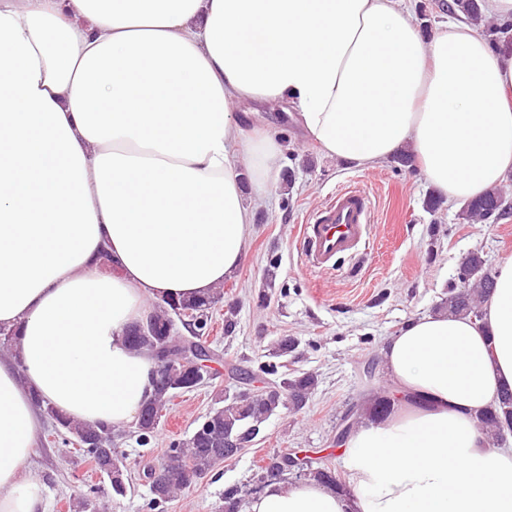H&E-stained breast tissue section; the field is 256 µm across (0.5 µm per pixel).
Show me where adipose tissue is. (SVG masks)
Listing matches in <instances>:
<instances>
[{
  "label": "adipose tissue",
  "mask_w": 512,
  "mask_h": 512,
  "mask_svg": "<svg viewBox=\"0 0 512 512\" xmlns=\"http://www.w3.org/2000/svg\"><path fill=\"white\" fill-rule=\"evenodd\" d=\"M290 105L329 157L409 151L447 201L512 175V52L407 0H0V512H45L41 409L116 428L152 394L127 329L235 275ZM480 318L425 314L381 350L405 408L342 445L348 487L272 482L247 512H512V448L480 423L512 388V255ZM448 0H413V17L420 26L426 39L430 38L437 28L448 19L447 8L442 6ZM420 5L426 6V13L429 15L427 20H421ZM427 24V25H425ZM422 26L426 29L423 30Z\"/></svg>",
  "instance_id": "obj_1"
}]
</instances>
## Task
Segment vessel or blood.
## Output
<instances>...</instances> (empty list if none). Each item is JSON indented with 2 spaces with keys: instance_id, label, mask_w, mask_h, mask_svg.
I'll list each match as a JSON object with an SVG mask.
<instances>
[{
  "instance_id": "b4317fda",
  "label": "vessel or blood",
  "mask_w": 512,
  "mask_h": 512,
  "mask_svg": "<svg viewBox=\"0 0 512 512\" xmlns=\"http://www.w3.org/2000/svg\"><path fill=\"white\" fill-rule=\"evenodd\" d=\"M374 210L361 190L348 187L332 195L300 227L307 267L324 271L337 259L369 246Z\"/></svg>"
}]
</instances>
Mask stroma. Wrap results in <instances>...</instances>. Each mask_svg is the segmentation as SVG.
<instances>
[{
  "instance_id": "obj_1",
  "label": "stroma",
  "mask_w": 512,
  "mask_h": 512,
  "mask_svg": "<svg viewBox=\"0 0 512 512\" xmlns=\"http://www.w3.org/2000/svg\"><path fill=\"white\" fill-rule=\"evenodd\" d=\"M253 120L281 142L283 159L277 184L265 196L245 197L254 214L247 252L209 312L207 343L216 352L212 381L176 395L148 444H140L134 425L114 429L112 445L128 469L121 495L107 477L77 463L73 446L45 426L32 467L47 512H69V502L84 496L90 499L87 512H149L147 471L168 458L172 440L193 433L225 391L235 390L230 370L268 363L270 346L282 336L298 341L283 360L286 373L318 378L306 406L279 408L262 424L253 446L215 466L162 512H220L225 490L249 491L256 464L275 455L298 451L341 467L336 426L366 395L387 386L379 368L384 343L414 317L441 309L469 253L480 252L492 268L512 254V213L493 223H466L458 218L457 203L428 211L424 201L434 189L414 164L390 159L365 169L328 157L304 137L294 115L278 107L256 106ZM351 185L373 203V250L343 256L326 273L308 268L299 225L330 193ZM272 261L277 275L269 288L264 271ZM231 307L237 328L228 336L224 314ZM370 364L377 367L371 379L363 374Z\"/></svg>"
}]
</instances>
